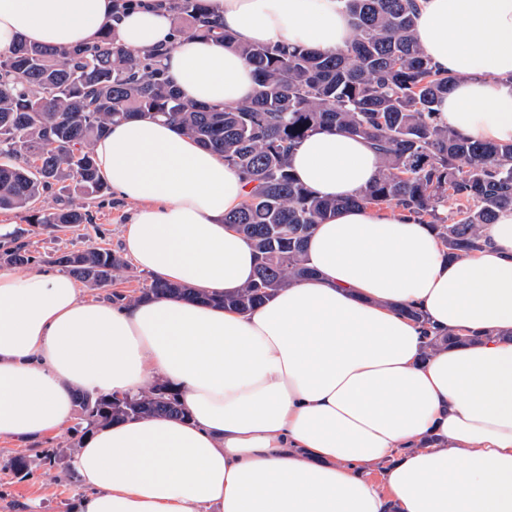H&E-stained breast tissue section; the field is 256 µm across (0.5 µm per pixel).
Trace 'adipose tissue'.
I'll list each match as a JSON object with an SVG mask.
<instances>
[{
    "label": "adipose tissue",
    "instance_id": "obj_1",
    "mask_svg": "<svg viewBox=\"0 0 512 512\" xmlns=\"http://www.w3.org/2000/svg\"><path fill=\"white\" fill-rule=\"evenodd\" d=\"M234 37H174L166 0H0V54L18 41L75 47L111 27L132 54L163 50L192 102L234 106L254 90L241 45L344 49L342 0H208ZM414 36L457 82L439 121L512 140V0H418ZM132 207L123 251L138 269L213 296L235 294L255 258L225 224L248 188L174 123L135 117L93 145ZM380 159L361 138L313 134L291 155L318 196L368 186ZM470 256L446 260L428 225L396 209L336 211L307 246L313 276L251 313L187 298L86 300L63 272L0 269V439L60 430L84 390L162 382L185 419L92 428L72 458L77 512H512V207ZM478 335L426 353L420 326ZM383 465L380 479L370 471Z\"/></svg>",
    "mask_w": 512,
    "mask_h": 512
}]
</instances>
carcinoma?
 <instances>
[{
  "mask_svg": "<svg viewBox=\"0 0 512 512\" xmlns=\"http://www.w3.org/2000/svg\"><path fill=\"white\" fill-rule=\"evenodd\" d=\"M356 37L345 49L319 53L303 46L246 45L254 69L252 99L232 107L183 100L165 76L163 53L138 56L117 46L110 32L73 49L21 42L0 57V210L21 209L30 223L57 228L90 224L89 201L110 194L93 144L114 123L135 116L178 125L203 147L224 155L252 184L250 195L224 216L255 253V279L228 297H214L241 314L312 275L305 248L315 224L347 205L402 208L430 225L446 255L480 248L482 228L512 206V142L485 143L439 122L437 106L455 77L432 65L414 38L412 0H346ZM176 32L233 43L208 20L206 0H170ZM336 129L370 142L380 155L376 177L344 201L322 199L296 181L290 154L313 132ZM59 208L36 203L55 190ZM0 253L24 265L27 244ZM91 289L125 268L104 248L66 252L55 259ZM207 299L189 286L156 279L139 298ZM479 335L454 331L428 337L426 354ZM81 431L133 417L186 412L171 387L156 383L133 396L76 395Z\"/></svg>",
  "mask_w": 512,
  "mask_h": 512,
  "instance_id": "cac0c4a2",
  "label": "carcinoma"
}]
</instances>
